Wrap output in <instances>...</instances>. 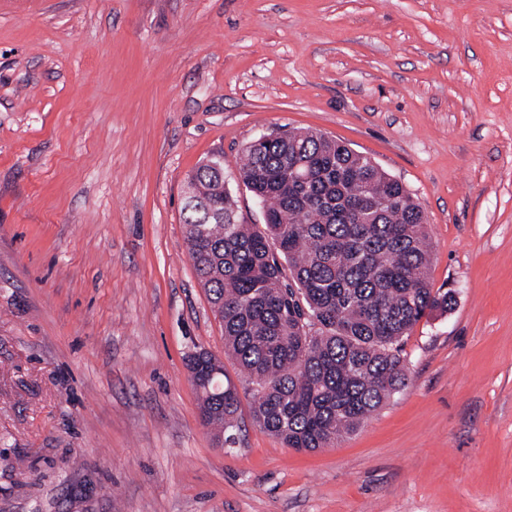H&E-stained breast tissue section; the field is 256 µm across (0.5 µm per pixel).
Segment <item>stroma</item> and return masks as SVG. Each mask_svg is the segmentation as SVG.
<instances>
[{"label":"stroma","mask_w":512,"mask_h":512,"mask_svg":"<svg viewBox=\"0 0 512 512\" xmlns=\"http://www.w3.org/2000/svg\"><path fill=\"white\" fill-rule=\"evenodd\" d=\"M320 132L424 212L448 310L313 452L199 416L184 186ZM0 512H512V0H0Z\"/></svg>","instance_id":"stroma-1"}]
</instances>
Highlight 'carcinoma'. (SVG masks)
<instances>
[{
  "mask_svg": "<svg viewBox=\"0 0 512 512\" xmlns=\"http://www.w3.org/2000/svg\"><path fill=\"white\" fill-rule=\"evenodd\" d=\"M239 175L263 227L239 223L224 164L211 158L186 182L189 257L255 425L297 451L328 448L405 386L403 339L448 310L429 278L426 220L400 181L313 131L251 143ZM192 382L202 421L233 447L241 397L224 366Z\"/></svg>",
  "mask_w": 512,
  "mask_h": 512,
  "instance_id": "obj_1",
  "label": "carcinoma"
}]
</instances>
